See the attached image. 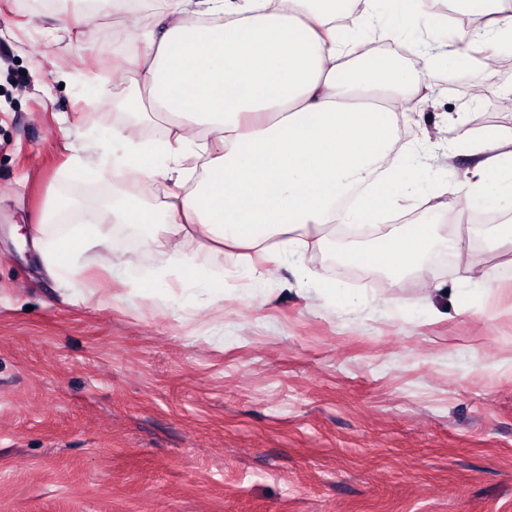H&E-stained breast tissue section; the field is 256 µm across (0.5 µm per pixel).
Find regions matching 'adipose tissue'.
I'll list each match as a JSON object with an SVG mask.
<instances>
[{"instance_id": "adipose-tissue-1", "label": "adipose tissue", "mask_w": 512, "mask_h": 512, "mask_svg": "<svg viewBox=\"0 0 512 512\" xmlns=\"http://www.w3.org/2000/svg\"><path fill=\"white\" fill-rule=\"evenodd\" d=\"M112 9L128 38L112 40L120 112L141 109L148 93L157 111L176 117L161 140H143L124 125L112 128V151L95 169H125L142 182L169 180L161 213L133 200L112 205L116 224L148 225L160 247L178 250L189 239L252 251L271 263L322 246L336 224H368L372 248L355 263L393 276L420 268L426 250L442 245L462 257L463 282L476 267L459 240L437 224L377 225L413 195L430 155L416 165L393 151L400 117L423 111L438 71L408 72L369 52L368 44L400 36L416 18L420 0H363L348 24H338L345 0H155L152 19L140 0H98ZM512 41V4L477 28H455L453 50L429 43V58L488 68L493 48ZM454 146L475 160L462 182L443 194L464 210H512V129L480 132L456 120ZM44 212L28 232L51 276L68 284L76 260L108 232L99 215L51 236ZM193 299H223L220 280L189 259L174 269Z\"/></svg>"}]
</instances>
